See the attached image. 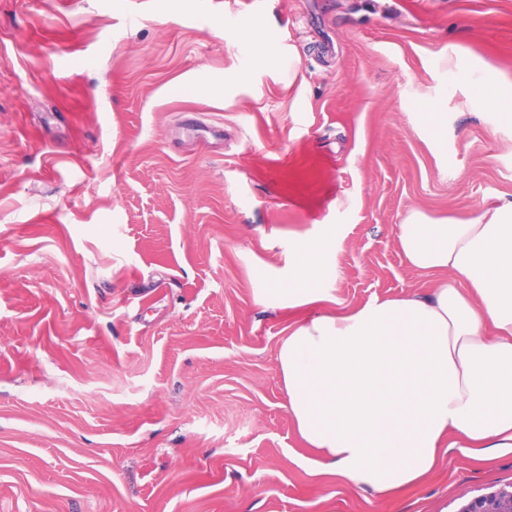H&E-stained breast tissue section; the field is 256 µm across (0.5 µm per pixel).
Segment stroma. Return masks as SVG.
<instances>
[{"mask_svg":"<svg viewBox=\"0 0 512 512\" xmlns=\"http://www.w3.org/2000/svg\"><path fill=\"white\" fill-rule=\"evenodd\" d=\"M481 81L512 93V0H0V512H459L512 487V452L461 448L384 496L313 475L277 370L301 319L430 294L395 244L410 209L512 200ZM323 237L331 300L257 301Z\"/></svg>","mask_w":512,"mask_h":512,"instance_id":"stroma-1","label":"stroma"}]
</instances>
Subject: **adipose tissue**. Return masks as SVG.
Masks as SVG:
<instances>
[{
    "label": "adipose tissue",
    "mask_w": 512,
    "mask_h": 512,
    "mask_svg": "<svg viewBox=\"0 0 512 512\" xmlns=\"http://www.w3.org/2000/svg\"><path fill=\"white\" fill-rule=\"evenodd\" d=\"M430 296L373 298L288 329L277 365L316 471L384 495L419 483L454 447L487 463L512 451V200L470 221L410 210L395 236ZM331 238L301 241L289 306L329 300ZM497 332L494 340L485 326Z\"/></svg>",
    "instance_id": "ef3b65f1"
}]
</instances>
